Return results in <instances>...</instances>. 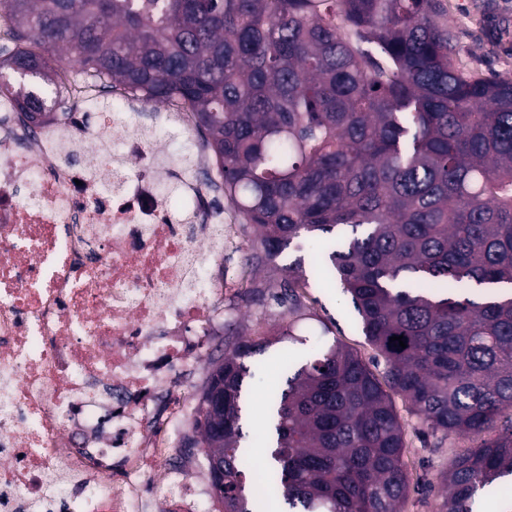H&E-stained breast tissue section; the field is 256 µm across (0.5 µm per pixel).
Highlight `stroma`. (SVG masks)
<instances>
[{
	"mask_svg": "<svg viewBox=\"0 0 512 512\" xmlns=\"http://www.w3.org/2000/svg\"><path fill=\"white\" fill-rule=\"evenodd\" d=\"M446 20L456 44V64L462 70L478 74H500L512 78V0H442ZM129 111L138 113L142 121L156 129L167 150L174 156H181L187 148H203L204 135L198 129L189 134L172 136L167 129L168 105L127 99ZM236 297L241 318L237 323L225 327L222 336L216 337L213 347L201 358L187 386L194 393H201L214 361L224 352V338L240 333L260 338L277 334L288 324L283 308L273 301L257 300L252 285L242 282ZM306 313L314 327L328 326L327 341H339L353 349L369 366L376 376H383L384 366L374 359V351L361 332L357 314L350 299L336 283H323L309 279L304 290ZM288 349L287 342L272 344L259 358L262 366L254 377L246 379L242 417L245 431H252L262 424L261 410L252 407L253 399L260 396L261 383L275 384L277 375L273 364ZM393 402L405 428V462L412 483L425 484L436 480L439 471L446 467L449 457L476 447L498 436V429L491 428L466 436H451L442 446H435V438L427 425L413 415L401 396H394Z\"/></svg>",
	"mask_w": 512,
	"mask_h": 512,
	"instance_id": "obj_1",
	"label": "stroma"
}]
</instances>
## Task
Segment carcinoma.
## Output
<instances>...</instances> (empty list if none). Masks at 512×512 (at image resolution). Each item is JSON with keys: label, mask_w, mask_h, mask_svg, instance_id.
<instances>
[{"label": "carcinoma", "mask_w": 512, "mask_h": 512, "mask_svg": "<svg viewBox=\"0 0 512 512\" xmlns=\"http://www.w3.org/2000/svg\"><path fill=\"white\" fill-rule=\"evenodd\" d=\"M26 117L50 114L45 55L83 86L192 112L224 196L254 226L252 273L302 237L313 274L339 278L386 385L351 348L307 345L297 267L265 288L300 343L286 388L247 445L246 359L224 349V411L198 407L194 445L224 457V512H401L411 492L391 393L434 433L463 436L512 413V80L453 63L441 0H0ZM41 52L28 48L31 43ZM403 337L407 347L389 337ZM262 459L257 487L251 449ZM512 477V416L439 472L438 512H473Z\"/></svg>", "instance_id": "cac0c4a2"}]
</instances>
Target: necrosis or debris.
<instances>
[{"label":"necrosis or debris","instance_id":"4bbe7bcc","mask_svg":"<svg viewBox=\"0 0 512 512\" xmlns=\"http://www.w3.org/2000/svg\"><path fill=\"white\" fill-rule=\"evenodd\" d=\"M14 106L0 88V512H216L153 433L196 413L234 293L213 179L130 113Z\"/></svg>","mask_w":512,"mask_h":512}]
</instances>
